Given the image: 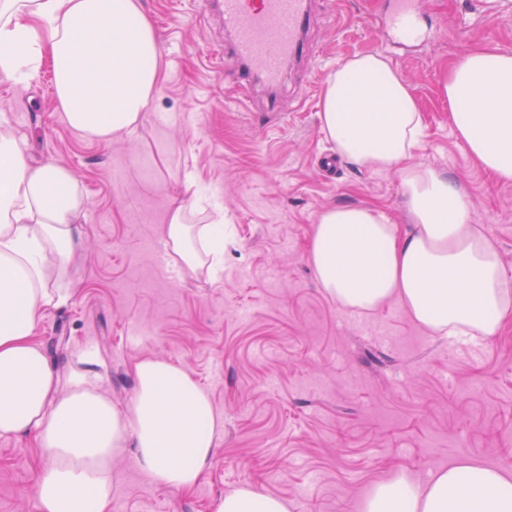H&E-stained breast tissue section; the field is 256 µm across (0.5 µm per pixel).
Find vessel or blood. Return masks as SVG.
<instances>
[{
    "label": "vessel or blood",
    "instance_id": "1",
    "mask_svg": "<svg viewBox=\"0 0 512 512\" xmlns=\"http://www.w3.org/2000/svg\"><path fill=\"white\" fill-rule=\"evenodd\" d=\"M221 6L236 63L256 66L266 83H278L285 62L303 49L307 0H222ZM384 25L400 40L430 38L421 25L417 0H389Z\"/></svg>",
    "mask_w": 512,
    "mask_h": 512
}]
</instances>
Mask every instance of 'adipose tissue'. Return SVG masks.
Segmentation results:
<instances>
[{
    "instance_id": "obj_1",
    "label": "adipose tissue",
    "mask_w": 512,
    "mask_h": 512,
    "mask_svg": "<svg viewBox=\"0 0 512 512\" xmlns=\"http://www.w3.org/2000/svg\"><path fill=\"white\" fill-rule=\"evenodd\" d=\"M161 47L140 0H0V72L28 82L51 59L64 121L101 144L136 130L159 89ZM451 124L470 154L501 183L512 182V54L459 53L439 82ZM319 117L343 160L398 168L411 219L400 230L375 210L333 207L312 227L309 261L341 306L372 311L399 302L436 335L495 336L512 317V282L499 253L473 222L457 181L409 163L423 135L411 86L377 52L350 58L326 79ZM84 193L64 166L32 165L22 139L0 132V437H31L46 458L36 476L38 512H110L112 460L133 443L138 469L184 491L214 452L221 418L183 367L154 358L134 366L129 414L99 392L87 371L61 387L34 339L42 314L72 292L67 265L83 245L76 219ZM167 218L164 243L191 268L224 269V208L196 200ZM215 512H288L252 486L227 492ZM361 512H512V473L459 461L417 481L375 485Z\"/></svg>"
}]
</instances>
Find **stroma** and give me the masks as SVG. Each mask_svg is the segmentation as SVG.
<instances>
[{"label": "stroma", "instance_id": "obj_1", "mask_svg": "<svg viewBox=\"0 0 512 512\" xmlns=\"http://www.w3.org/2000/svg\"><path fill=\"white\" fill-rule=\"evenodd\" d=\"M388 0H308L303 53L267 87L224 80L213 56L229 42L219 5L141 0L161 45L159 91L132 134L103 145L69 127L51 60L25 84L0 75V123L37 164L70 170L86 192L84 245L67 268L70 302L47 311L35 338L62 381L96 358L101 392L127 410L134 366L185 368L223 420L191 492L164 490L131 453L112 462L124 512H212L251 484L288 512H359L375 483L418 480L454 461L512 472V319L490 338L450 340L399 303L354 313L318 285L311 228L336 206L369 207L408 227L397 170L318 164L333 149L318 112L324 82L347 58L385 56L414 90L424 136L412 153L470 193L474 222L512 280V184L496 182L457 138L439 80L461 51L512 53V0H419L427 42H392ZM224 205L233 240L224 271L158 263L167 215L197 190ZM34 445L0 437V512H37Z\"/></svg>", "mask_w": 512, "mask_h": 512}]
</instances>
